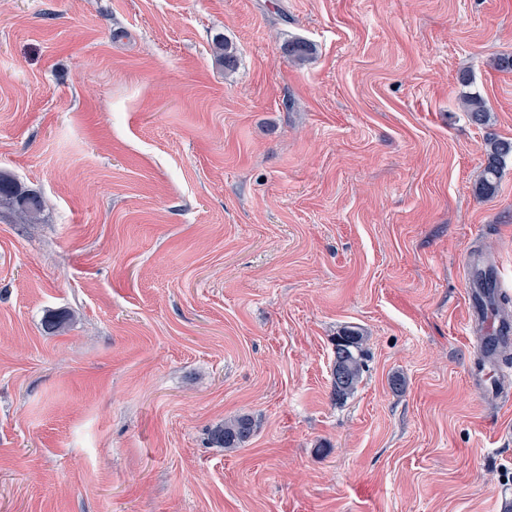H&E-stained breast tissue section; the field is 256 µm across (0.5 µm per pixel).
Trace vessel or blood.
<instances>
[{"label":"vessel or blood","mask_w":512,"mask_h":512,"mask_svg":"<svg viewBox=\"0 0 512 512\" xmlns=\"http://www.w3.org/2000/svg\"><path fill=\"white\" fill-rule=\"evenodd\" d=\"M468 310L463 335L472 337L479 362L470 372L473 388L481 394L502 395L503 381L512 376V366L503 359L512 350V316L491 311L486 306L487 289L476 279L468 281Z\"/></svg>","instance_id":"obj_1"}]
</instances>
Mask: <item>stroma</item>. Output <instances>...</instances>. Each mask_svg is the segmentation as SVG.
Masks as SVG:
<instances>
[{
    "label": "stroma",
    "mask_w": 512,
    "mask_h": 512,
    "mask_svg": "<svg viewBox=\"0 0 512 512\" xmlns=\"http://www.w3.org/2000/svg\"><path fill=\"white\" fill-rule=\"evenodd\" d=\"M503 53L512 0H0V171L44 202L0 208V512H496L461 323L469 258L512 298ZM282 53L295 64H303L308 61L314 53V46L300 38H291L281 45ZM463 112L467 113L469 120L477 126H488L490 112L484 99L476 94H469L461 98ZM508 158H512V139L489 134L486 138V162L483 175L476 187L482 196L495 194L502 168ZM363 334L356 326H346L336 336L335 354L344 355V370L347 376V382L343 387L332 383V394L336 401L345 400L352 394L360 382L363 371L362 358ZM253 432L249 415H237L212 432V441L221 448H240Z\"/></svg>",
    "instance_id": "stroma-1"
}]
</instances>
